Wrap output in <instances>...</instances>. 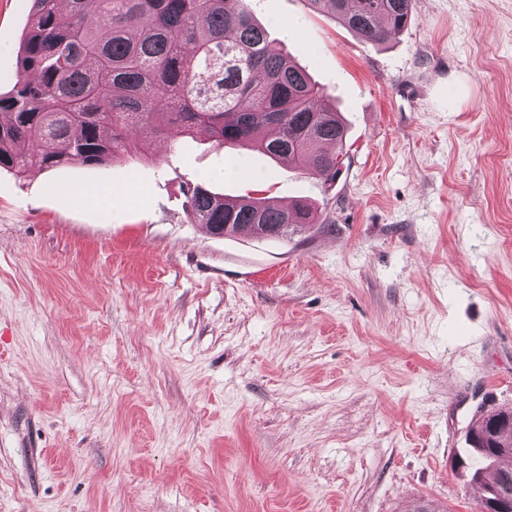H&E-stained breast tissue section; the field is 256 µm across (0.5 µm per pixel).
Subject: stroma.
I'll return each mask as SVG.
<instances>
[{"instance_id":"stroma-1","label":"stroma","mask_w":512,"mask_h":512,"mask_svg":"<svg viewBox=\"0 0 512 512\" xmlns=\"http://www.w3.org/2000/svg\"><path fill=\"white\" fill-rule=\"evenodd\" d=\"M417 2L374 45L252 0L344 119L334 184L146 130L0 170V512H478L452 463L512 406V0ZM29 9L0 0V94ZM190 181L323 221L215 236Z\"/></svg>"}]
</instances>
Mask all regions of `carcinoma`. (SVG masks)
Listing matches in <instances>:
<instances>
[{"instance_id": "1", "label": "carcinoma", "mask_w": 512, "mask_h": 512, "mask_svg": "<svg viewBox=\"0 0 512 512\" xmlns=\"http://www.w3.org/2000/svg\"><path fill=\"white\" fill-rule=\"evenodd\" d=\"M21 76L0 95V169L95 166L140 153L133 129L205 134L254 146L326 183L341 172L346 128L326 94L252 16L251 0H30ZM312 10L373 43L401 32L411 0H308ZM38 144L41 152L31 151ZM196 224L224 236L317 224L311 206L227 197L186 184ZM477 491L508 488L512 466L470 445Z\"/></svg>"}]
</instances>
